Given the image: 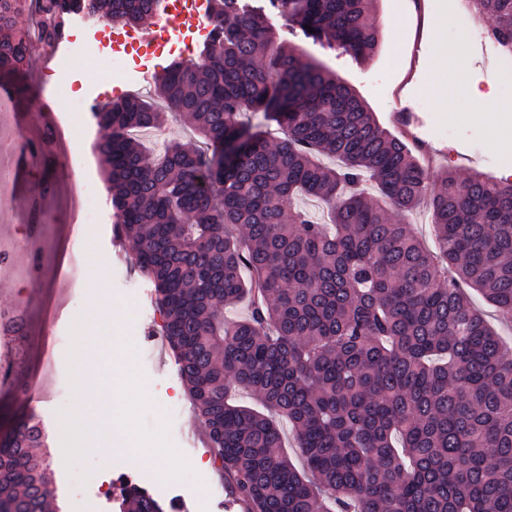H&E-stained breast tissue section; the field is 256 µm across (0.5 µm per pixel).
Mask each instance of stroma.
<instances>
[{"instance_id": "stroma-1", "label": "stroma", "mask_w": 512, "mask_h": 512, "mask_svg": "<svg viewBox=\"0 0 512 512\" xmlns=\"http://www.w3.org/2000/svg\"><path fill=\"white\" fill-rule=\"evenodd\" d=\"M463 0H381L377 22L383 31V48L373 59L359 62L341 49H331L306 39L282 18L273 23L281 39L298 48L304 56L316 59L337 78L346 82L364 99L379 124L393 128L396 105L410 107L423 124L416 128L415 145L420 146L419 159L428 168L430 186H437L444 172L460 178L479 173L501 179L512 168V147L493 148L489 143L490 128L498 107H512V56L499 51L488 38L470 42L468 24L463 19ZM442 31L447 50L462 62L457 83L448 85L445 106H438L426 89L432 78L433 50L423 38V30ZM58 109L66 141L95 139L99 130L86 107H72L50 99L48 107L33 106L31 98L19 97L9 112L7 121L0 123V136L9 135L14 123L29 127L42 126L47 108ZM115 216L107 197L99 199L96 245L80 252L83 272L102 267L106 290L103 304L135 310V335L149 347L150 356L141 360L139 368L150 384V394L156 402H178L181 415L172 421L169 439L188 459L213 461L206 428L195 412L174 358L161 333V317L152 303L153 288L131 265V242L116 244L113 233ZM66 248L63 228H56L49 238L48 272L43 278L18 281L0 272V306L14 304L20 296H29L31 305L26 312L32 341L30 361L20 366L19 376H34L38 372L40 351L44 344L56 346L60 371H67L68 356L77 342L78 324L89 310L81 299L56 291L59 263ZM68 401L43 399L35 411L48 431L51 450L47 461L54 483L49 512H73L75 499L71 476L65 464L60 413ZM120 450L104 454L95 450L85 460L90 471L107 470L112 490L100 498L88 499L83 512H114L116 488L132 472V465L123 460ZM205 491L195 490L189 482L159 493L158 498L170 507V512H242L234 506L229 481L220 471H213L205 481Z\"/></svg>"}]
</instances>
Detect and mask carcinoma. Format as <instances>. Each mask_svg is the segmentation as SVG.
Masks as SVG:
<instances>
[{"instance_id":"obj_1","label":"carcinoma","mask_w":512,"mask_h":512,"mask_svg":"<svg viewBox=\"0 0 512 512\" xmlns=\"http://www.w3.org/2000/svg\"><path fill=\"white\" fill-rule=\"evenodd\" d=\"M469 2L491 20L488 39L512 54V0ZM207 3L198 58L155 75L165 111L135 95L110 102L93 112L94 150L237 500L246 512H512V357L467 294L512 320V182L446 172L428 192L414 149L345 82L277 41L264 9ZM270 3L356 59L381 46L378 0ZM158 6L0 0V78L26 93L35 48L58 43L73 12L140 27ZM247 111L284 137L250 131L239 120ZM168 118L191 122L205 147L145 151L135 132ZM367 181L381 200L365 195ZM300 193L319 199L329 222L296 208ZM423 201L433 250L386 210ZM243 300L249 314L224 316ZM233 387L254 403L231 402ZM283 421L300 469L284 453ZM41 447L31 418L0 438V512H46ZM125 496L132 512H165L134 485Z\"/></svg>"}]
</instances>
